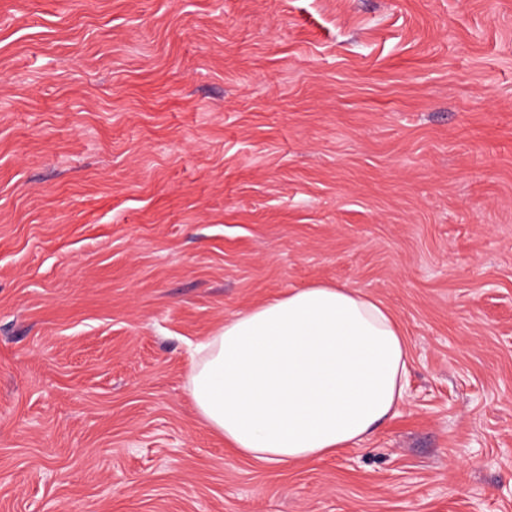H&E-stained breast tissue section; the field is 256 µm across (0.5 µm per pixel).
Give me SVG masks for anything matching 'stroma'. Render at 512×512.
Instances as JSON below:
<instances>
[{"instance_id": "stroma-1", "label": "stroma", "mask_w": 512, "mask_h": 512, "mask_svg": "<svg viewBox=\"0 0 512 512\" xmlns=\"http://www.w3.org/2000/svg\"><path fill=\"white\" fill-rule=\"evenodd\" d=\"M317 283L410 395L234 455L189 345ZM0 512H512V0H0Z\"/></svg>"}]
</instances>
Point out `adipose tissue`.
Listing matches in <instances>:
<instances>
[{
  "mask_svg": "<svg viewBox=\"0 0 512 512\" xmlns=\"http://www.w3.org/2000/svg\"><path fill=\"white\" fill-rule=\"evenodd\" d=\"M189 392L203 424L237 454L313 462L393 420L410 350L381 302L315 284L264 301L197 347Z\"/></svg>",
  "mask_w": 512,
  "mask_h": 512,
  "instance_id": "adipose-tissue-1",
  "label": "adipose tissue"
}]
</instances>
